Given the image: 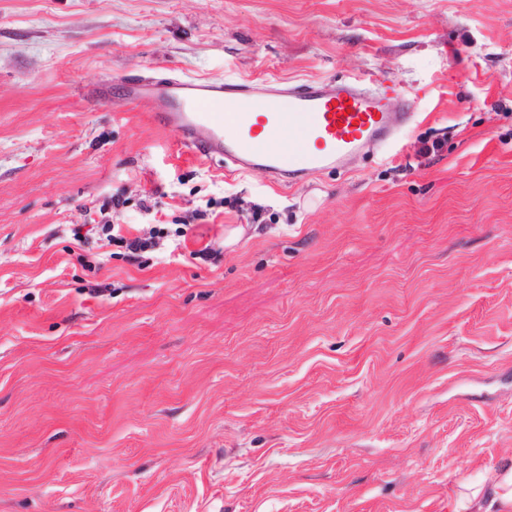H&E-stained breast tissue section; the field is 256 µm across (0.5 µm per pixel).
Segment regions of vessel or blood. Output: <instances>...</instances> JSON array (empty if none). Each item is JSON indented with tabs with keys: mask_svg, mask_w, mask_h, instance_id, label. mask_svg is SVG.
Segmentation results:
<instances>
[{
	"mask_svg": "<svg viewBox=\"0 0 512 512\" xmlns=\"http://www.w3.org/2000/svg\"><path fill=\"white\" fill-rule=\"evenodd\" d=\"M126 92L195 157L226 159L241 171L259 167L274 183L285 173L299 180L345 167L363 150L391 144L415 117L409 102L392 108L388 90L332 81L142 76L128 81Z\"/></svg>",
	"mask_w": 512,
	"mask_h": 512,
	"instance_id": "b4317fda",
	"label": "vessel or blood"
}]
</instances>
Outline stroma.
I'll list each match as a JSON object with an SVG mask.
<instances>
[{"label":"stroma","instance_id":"1","mask_svg":"<svg viewBox=\"0 0 512 512\" xmlns=\"http://www.w3.org/2000/svg\"><path fill=\"white\" fill-rule=\"evenodd\" d=\"M151 73L416 118L275 184L142 115ZM509 465L512 0H0V512H497Z\"/></svg>","mask_w":512,"mask_h":512}]
</instances>
